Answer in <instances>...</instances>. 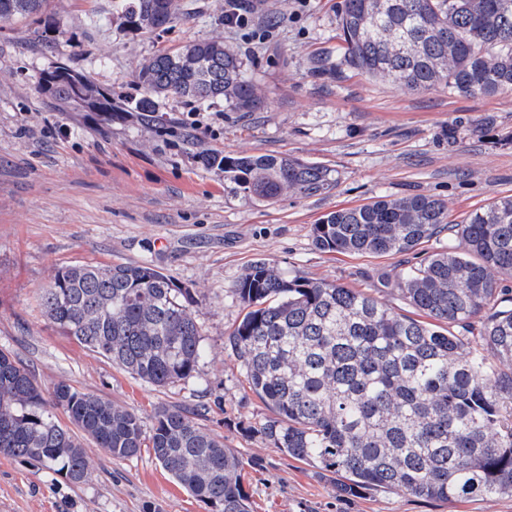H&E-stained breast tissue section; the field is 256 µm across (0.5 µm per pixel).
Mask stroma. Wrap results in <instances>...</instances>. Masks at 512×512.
Returning <instances> with one entry per match:
<instances>
[{
	"label": "stroma",
	"instance_id": "1",
	"mask_svg": "<svg viewBox=\"0 0 512 512\" xmlns=\"http://www.w3.org/2000/svg\"><path fill=\"white\" fill-rule=\"evenodd\" d=\"M342 0H245L266 40L220 23V0H183L186 20L160 33L127 29L112 0H55L52 50L26 21L0 23V350L17 357L44 396L64 382L137 412L151 429L159 409L182 407L236 451L253 512H512V499L444 502L404 489L344 497L336 474L298 462L259 433L272 413L250 391L228 337L245 313L234 291L244 268L277 262L288 277L344 284L407 311L378 278L446 247L451 231L407 254L321 250L313 224L340 208L381 197L432 195L448 220L512 196V92L451 95L400 90L354 72L312 77L309 55L339 49ZM236 45L258 78L260 109L236 112L221 99L161 100L156 121L132 112L61 109L40 92L58 64L89 74L113 100L142 90L140 63L191 40ZM203 133L193 136L192 124ZM229 156L288 155L320 163L336 179L323 194L291 193L258 204L202 164V150ZM148 262L188 288L205 355L193 377L166 387L133 378L61 335L41 314L39 295L58 269ZM87 481L73 484L35 463L0 456V512H211L149 449L115 459L90 438Z\"/></svg>",
	"mask_w": 512,
	"mask_h": 512
}]
</instances>
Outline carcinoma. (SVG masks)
I'll return each mask as SVG.
<instances>
[{"label":"carcinoma","mask_w":512,"mask_h":512,"mask_svg":"<svg viewBox=\"0 0 512 512\" xmlns=\"http://www.w3.org/2000/svg\"><path fill=\"white\" fill-rule=\"evenodd\" d=\"M157 0H117L122 23L157 30ZM37 24L52 49L50 0H0V22ZM343 52L308 58L309 72L340 80L352 71L405 90L450 94L512 91V0H344ZM143 94L118 106L67 65L39 89L61 105L138 113L152 121L159 100L222 97L237 112L261 99L239 51L221 39L194 40L140 67ZM224 180L265 204L288 192L325 193L331 171L288 155H200ZM453 229L460 240L378 285L411 312H395L343 284L288 277L272 260L244 268L235 292L246 309L229 335L249 389L274 417L260 433L289 457L336 473L340 490L402 488L417 497L470 501L512 497V197L448 226L439 198L415 195L342 208L312 225L325 252L408 253ZM192 296L150 263L75 265L53 274L40 306L65 336L156 387L185 380L204 356ZM62 410L77 432L63 427ZM116 459L142 447L172 478L216 512H250L239 457L181 408L139 415L59 384L47 400L31 372L0 351V455L85 482L90 464L78 435Z\"/></svg>","instance_id":"cac0c4a2"}]
</instances>
